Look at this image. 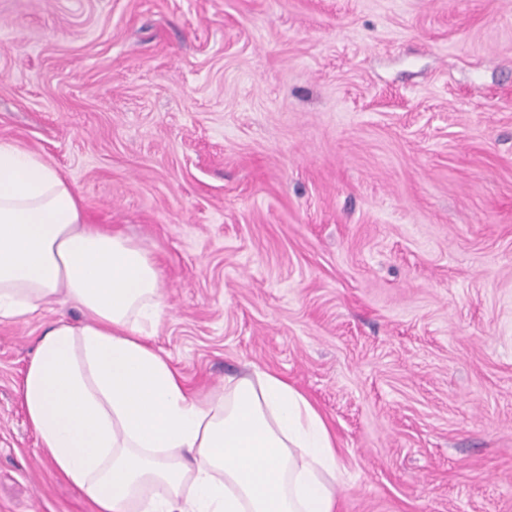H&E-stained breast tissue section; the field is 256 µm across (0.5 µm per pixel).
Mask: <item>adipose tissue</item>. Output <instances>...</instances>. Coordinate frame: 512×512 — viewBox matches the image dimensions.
I'll use <instances>...</instances> for the list:
<instances>
[{"mask_svg": "<svg viewBox=\"0 0 512 512\" xmlns=\"http://www.w3.org/2000/svg\"><path fill=\"white\" fill-rule=\"evenodd\" d=\"M21 386L57 471L97 512H337L336 439L277 374L190 392L149 343L167 309L155 258L86 221L76 189L39 154L0 141V319L56 296Z\"/></svg>", "mask_w": 512, "mask_h": 512, "instance_id": "1", "label": "adipose tissue"}]
</instances>
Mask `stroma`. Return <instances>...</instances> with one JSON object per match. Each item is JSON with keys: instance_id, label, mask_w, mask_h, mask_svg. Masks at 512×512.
I'll use <instances>...</instances> for the list:
<instances>
[{"instance_id": "1", "label": "stroma", "mask_w": 512, "mask_h": 512, "mask_svg": "<svg viewBox=\"0 0 512 512\" xmlns=\"http://www.w3.org/2000/svg\"><path fill=\"white\" fill-rule=\"evenodd\" d=\"M0 140L157 259L194 392L273 372L338 512H512V0H0ZM0 320V512H97Z\"/></svg>"}]
</instances>
